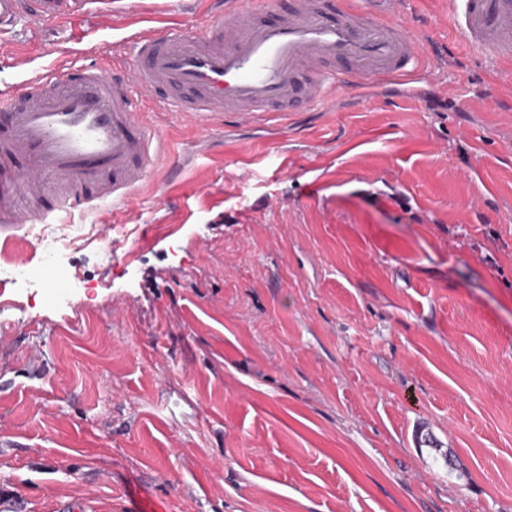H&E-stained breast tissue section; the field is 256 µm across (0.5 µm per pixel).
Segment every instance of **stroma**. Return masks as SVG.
<instances>
[{
  "label": "stroma",
  "mask_w": 512,
  "mask_h": 512,
  "mask_svg": "<svg viewBox=\"0 0 512 512\" xmlns=\"http://www.w3.org/2000/svg\"><path fill=\"white\" fill-rule=\"evenodd\" d=\"M413 18L449 95L227 126L166 198L73 216L137 231L63 248L70 303L0 307L12 512H512V112L445 0ZM82 35L129 61L85 14L1 46Z\"/></svg>",
  "instance_id": "stroma-1"
}]
</instances>
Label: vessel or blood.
I'll list each match as a JSON object with an SVG mask.
<instances>
[{
    "instance_id": "obj_1",
    "label": "vessel or blood",
    "mask_w": 512,
    "mask_h": 512,
    "mask_svg": "<svg viewBox=\"0 0 512 512\" xmlns=\"http://www.w3.org/2000/svg\"><path fill=\"white\" fill-rule=\"evenodd\" d=\"M76 0H0V33L71 16ZM211 29L133 28L132 62L88 43L54 68L0 86V234L104 205L133 209L158 168L174 170L146 103L193 125L208 150L216 120L330 112L382 83L401 96L439 76L404 0H288L280 14L245 0H207ZM464 40L493 67L512 65V0H448Z\"/></svg>"
}]
</instances>
